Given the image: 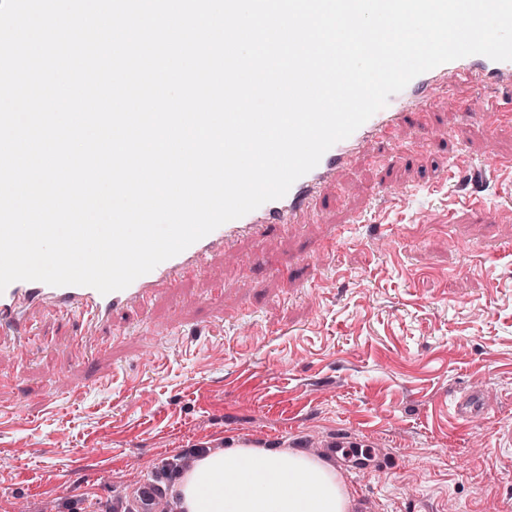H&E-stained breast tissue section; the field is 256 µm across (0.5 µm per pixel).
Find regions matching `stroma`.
Wrapping results in <instances>:
<instances>
[{"label":"stroma","instance_id":"35a3bbf8","mask_svg":"<svg viewBox=\"0 0 512 512\" xmlns=\"http://www.w3.org/2000/svg\"><path fill=\"white\" fill-rule=\"evenodd\" d=\"M434 143L414 128L360 157L299 227L239 243L247 272L216 254L178 295L127 315L105 353L67 344L75 324L32 314L33 341L0 346V512L113 505L132 473L193 448L306 453L349 431L392 467L341 476L374 512H512V172L485 170L481 209L452 176L450 150L512 158L438 95ZM506 216L495 222L493 213ZM391 248L372 255L376 222ZM231 291L211 300L219 282ZM479 386L495 407L469 421L452 404ZM65 398L49 403L52 391Z\"/></svg>","mask_w":512,"mask_h":512}]
</instances>
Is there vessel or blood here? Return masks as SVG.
<instances>
[{
    "label": "vessel or blood",
    "instance_id": "obj_1",
    "mask_svg": "<svg viewBox=\"0 0 512 512\" xmlns=\"http://www.w3.org/2000/svg\"><path fill=\"white\" fill-rule=\"evenodd\" d=\"M512 90V61L496 62L482 55H472L439 65L414 78L407 87L391 95L387 105L376 112L348 138L337 142L321 158L318 165L299 178L287 194L261 205L245 216L229 221L198 240L180 254L160 263L151 272L140 276L127 288L100 294L88 286H51L37 281H16L0 292V335H26L29 314L51 309L63 319H80L84 332L78 347L93 345L103 330L113 336L126 335L123 315L150 306L157 296L180 288L196 276L216 253L223 252L227 264L244 266V259L234 246L242 239L260 237L288 225L302 223L317 201L324 199L338 177L361 156L374 149H389L403 128L424 125L437 92L454 94L460 110L478 122L486 138L498 132L495 117L501 116L498 100H476L467 94L476 84ZM490 396L480 388L471 389L456 401L454 412L467 421L477 409L489 408ZM348 436L337 435L327 444L324 453L334 464L358 474L375 470L380 461L374 449L351 454ZM164 490L152 477L134 474L123 487L122 495L132 512H158Z\"/></svg>",
    "mask_w": 512,
    "mask_h": 512
}]
</instances>
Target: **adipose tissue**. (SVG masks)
Wrapping results in <instances>:
<instances>
[{
	"mask_svg": "<svg viewBox=\"0 0 512 512\" xmlns=\"http://www.w3.org/2000/svg\"><path fill=\"white\" fill-rule=\"evenodd\" d=\"M182 512H348L349 493L321 460L247 446L199 457L178 481Z\"/></svg>",
	"mask_w": 512,
	"mask_h": 512,
	"instance_id": "1",
	"label": "adipose tissue"
}]
</instances>
